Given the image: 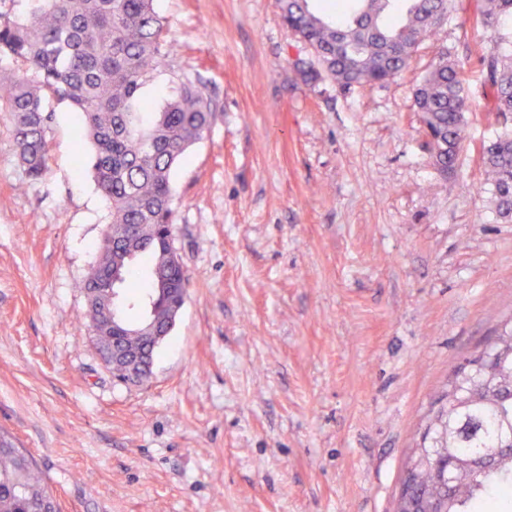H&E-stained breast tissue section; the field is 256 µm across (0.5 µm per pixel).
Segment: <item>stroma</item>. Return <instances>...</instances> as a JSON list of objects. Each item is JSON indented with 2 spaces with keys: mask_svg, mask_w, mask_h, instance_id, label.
Here are the masks:
<instances>
[{
  "mask_svg": "<svg viewBox=\"0 0 512 512\" xmlns=\"http://www.w3.org/2000/svg\"><path fill=\"white\" fill-rule=\"evenodd\" d=\"M174 47L145 87L200 77L217 104L173 173L185 303L150 380L113 378L80 323L109 221L55 104L28 180L0 112V428L61 512H393L449 372L512 319V223L481 192L497 133L456 9L379 86L309 85L313 53L276 0H156ZM464 65L454 175L432 165L414 90L440 51Z\"/></svg>",
  "mask_w": 512,
  "mask_h": 512,
  "instance_id": "obj_1",
  "label": "stroma"
}]
</instances>
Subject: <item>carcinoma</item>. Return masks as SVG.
<instances>
[{"instance_id":"obj_1","label":"carcinoma","mask_w":512,"mask_h":512,"mask_svg":"<svg viewBox=\"0 0 512 512\" xmlns=\"http://www.w3.org/2000/svg\"><path fill=\"white\" fill-rule=\"evenodd\" d=\"M0 0V62H24L33 78L0 67V109L14 121L17 156L26 177L40 179L48 160L46 132L52 109L45 92L71 104L94 147L92 177L106 200L110 221L96 245L85 283L84 326L112 344L144 355L151 374L157 349L173 330L186 271L170 257L173 238V167L211 130L216 104L197 77L177 78L158 112L142 97L155 71L169 65L172 45L154 0ZM283 24L313 51L316 63L300 70L303 82L324 77L339 87L383 85L408 66L419 44L453 12V0H350L335 16L313 0H277ZM480 24L512 44V0H480ZM502 128L482 147L496 216L512 222V53L482 59ZM464 66L436 60L414 91L436 170L451 175L468 125ZM149 269V288L124 298L116 285ZM140 307L129 321L126 307ZM427 444L403 480L417 512H485L492 503L512 512V327L502 328L480 354L463 360L448 377L445 404L428 418ZM456 482L443 489L446 469ZM0 512H59L46 478L31 456L0 432Z\"/></svg>"}]
</instances>
